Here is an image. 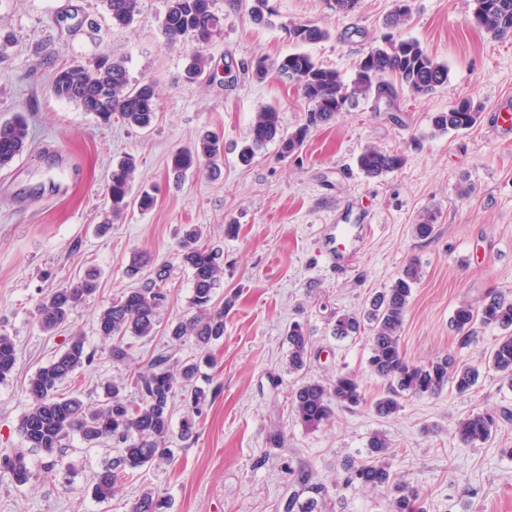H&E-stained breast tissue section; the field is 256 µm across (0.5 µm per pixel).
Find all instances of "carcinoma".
<instances>
[{
    "mask_svg": "<svg viewBox=\"0 0 512 512\" xmlns=\"http://www.w3.org/2000/svg\"><path fill=\"white\" fill-rule=\"evenodd\" d=\"M112 24H130L138 12V0H104ZM249 13L257 24L269 23L273 9L269 0H250ZM473 25L498 39L512 38V0H495V7L484 12ZM221 28V19L211 10V0H167L161 30L171 45L192 43L195 50L184 70L186 81L201 80L209 64L200 51ZM288 35L298 45L318 42L328 37V31L313 23H290ZM367 62L357 65L351 83L342 81L338 73L317 64L306 52L294 51L274 62L257 59L253 75L265 79L274 72L292 82L308 102L305 123L286 137L280 136V112L266 107L255 113L249 136L241 145L238 157L251 163L269 142L280 139L281 154L288 157L299 151L310 129L332 121L337 114L361 99L375 95L391 96L394 86L416 95L432 92L448 82V66L431 57L422 44L413 38L383 37L382 42L365 52ZM52 94L61 100L78 104L101 123L122 120L130 127L149 126L156 110L154 85L146 82L131 85L123 62L110 55H101L90 64H76L55 71ZM481 112L468 99L451 105L446 112L431 118L435 133H448L473 127ZM29 136L27 122L20 116L0 123V168L9 166L24 150ZM224 153L219 137L206 132L191 146L171 156V171L178 177L201 164L210 166ZM404 156L376 147L365 148L357 157V166L369 178H377L400 169ZM136 165L129 156L112 168L109 196L112 216L120 217L129 207L142 211L153 207L155 198L144 191L132 195ZM202 233L189 226L179 243L181 263L192 274L191 311L167 326L166 344L149 360L147 366L124 378L114 379L103 386V400L95 408L85 406L77 396L59 393L60 385L77 370L90 367L95 353L88 350L84 336L69 338L64 351L31 377L28 392L31 399L23 415L20 432L27 447L49 458L48 470L62 464L65 441L78 435L88 448L110 441L119 448L112 463L95 472L91 479L93 496L102 502L114 494L115 484L129 471L170 459L172 449L167 443L172 433L173 398L182 389L189 396L190 408L182 417L181 436L196 433L195 416L206 401L205 390L197 385L200 364L179 362L175 358L178 346L191 339L207 350L224 337V306L214 300V290L220 273V256L201 243ZM420 266L404 267L391 287L372 296L363 317L337 316L334 334L337 336L368 333L370 373L383 380L386 389L373 403L375 413L389 417L401 407L406 394L432 396L450 384L459 394L469 392L478 382V368L461 365L451 354L437 357L425 364L410 362L401 347V330L414 286L420 280ZM98 290L97 277L88 273L76 283L59 288L37 308L40 328L52 332L65 324L72 311ZM168 294L161 288H132L112 299V304L97 317V332L112 341L109 356L112 363L122 365L130 357L128 339L151 338L155 335L161 309ZM458 343L466 347L475 341V325L495 326L502 331L490 351L492 366L512 386V299L499 292L488 294L473 307H458L452 318ZM288 365L293 371L304 369L311 359L312 345L303 325L296 322L288 327ZM17 361L13 338L0 333V383L7 380ZM136 397H130L128 389ZM365 402V394L356 376L338 374L330 382L309 380L293 390L289 406L296 420L306 430L315 432L327 425L339 408H352ZM495 424L488 413L471 414L457 424L462 442L475 444L486 441ZM391 443L383 433L372 434L367 443V458L347 469L345 482L358 483L370 489L391 488L389 512H423L418 490L395 482L391 471ZM21 487L34 477L26 454L21 450L0 453V479ZM291 494L277 505V512H323L327 508V491L310 481L303 470L292 472ZM169 501L153 490L143 492L132 506V512H167Z\"/></svg>",
    "mask_w": 512,
    "mask_h": 512,
    "instance_id": "carcinoma-1",
    "label": "carcinoma"
}]
</instances>
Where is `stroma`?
I'll use <instances>...</instances> for the list:
<instances>
[{"instance_id": "obj_1", "label": "stroma", "mask_w": 512, "mask_h": 512, "mask_svg": "<svg viewBox=\"0 0 512 512\" xmlns=\"http://www.w3.org/2000/svg\"><path fill=\"white\" fill-rule=\"evenodd\" d=\"M270 4V25L258 26L248 0H214L223 24L203 48L208 74L187 84L181 74L191 49L168 46L160 29L166 0H139L127 27L113 25L103 0H0V122L22 112L29 124L24 152L0 169V333L12 336L17 349L15 369L0 384V449L23 447L29 380L73 334L85 336L96 360L66 389L93 407L103 383L144 367L165 344L166 323L186 314L192 297L191 272L179 258L185 225L200 226L205 243L222 251L215 299L225 304L224 336L211 345L214 363L204 370L208 400L192 438L172 432V461L134 472L101 502L89 482L117 451L85 447L75 436L57 473L29 450L35 477L22 487L1 480L0 512H130L148 489L169 500V512H276L293 470L326 487V512H388L384 491L345 482L347 466L365 459L376 432L391 441L392 471L419 491L425 512H512V458L505 454L512 448V388L488 362L500 331L478 329L475 343L462 349L452 326L459 305L478 304L493 291L512 296V41L472 25L473 0H411L401 35L447 64V84L426 95L401 91L389 110L360 101L311 129L294 155L281 156L274 141L245 166L235 147L261 107L280 112L286 134L304 123L308 109L293 84L274 74L253 78L254 59L295 51L286 24L313 22L330 36L305 52L350 80L385 32L395 0H359L347 15L324 0ZM102 54L122 60L131 82H154L157 111L149 129L119 120L101 125L51 94L57 68ZM463 98L479 107L477 124L433 134L432 115ZM206 130L224 140L218 171L204 166L175 180L171 154ZM369 145L402 153L404 165L366 178L356 159ZM126 155L137 162V185L152 189L156 202L115 219L107 184ZM362 212L374 231L346 271L336 273L318 228L335 217L356 222ZM430 213L435 233L423 240L414 226ZM137 253L147 260L144 278L167 267L169 302L156 336L134 341L129 364L117 367L96 317L130 287L124 270ZM412 261L422 275L401 333L408 360L423 364L450 353L479 367L481 377L464 395L448 385L433 396H403L399 412L381 418L373 402L383 383L369 371L366 336L339 338L332 326L338 314L361 312ZM90 269L100 274L95 296L64 327L42 331L38 304ZM295 321L305 325L313 348L298 373L288 368L285 339ZM340 372L357 377L365 403L306 431L289 407L291 391ZM477 412L497 415V426L488 440L464 444L456 425Z\"/></svg>"}]
</instances>
